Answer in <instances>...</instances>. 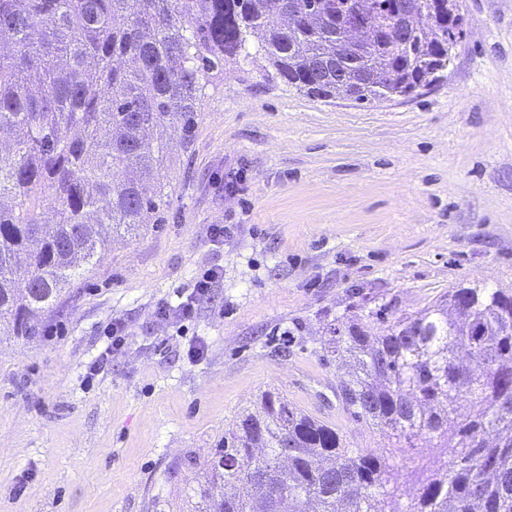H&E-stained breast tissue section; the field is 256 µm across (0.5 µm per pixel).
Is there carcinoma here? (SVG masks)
<instances>
[{"mask_svg": "<svg viewBox=\"0 0 512 512\" xmlns=\"http://www.w3.org/2000/svg\"><path fill=\"white\" fill-rule=\"evenodd\" d=\"M281 0H0V334L33 321L96 263L112 236L161 224L170 132L190 144L209 78L263 60L281 82L319 98L312 18L270 25ZM389 29L346 69L374 78L380 102L448 60V10ZM52 199L54 218L42 220ZM326 355L345 371L342 408L392 448L431 442L418 488L399 506L389 457L352 448L336 428L275 389L238 412L201 464L182 512H512V292L460 286L380 336L330 328Z\"/></svg>", "mask_w": 512, "mask_h": 512, "instance_id": "obj_1", "label": "carcinoma"}]
</instances>
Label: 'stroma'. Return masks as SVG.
I'll return each instance as SVG.
<instances>
[{"instance_id": "1", "label": "stroma", "mask_w": 512, "mask_h": 512, "mask_svg": "<svg viewBox=\"0 0 512 512\" xmlns=\"http://www.w3.org/2000/svg\"><path fill=\"white\" fill-rule=\"evenodd\" d=\"M461 13L450 67L409 97L324 101L225 65L164 163L163 224L117 238L34 336H0V512H182L188 459L270 386L385 450L413 493L432 449L384 448L343 412L322 338L355 317L384 332L463 283L512 290V0ZM212 224L235 231L216 243ZM212 266L192 321L155 317ZM115 318L125 350L87 379Z\"/></svg>"}]
</instances>
